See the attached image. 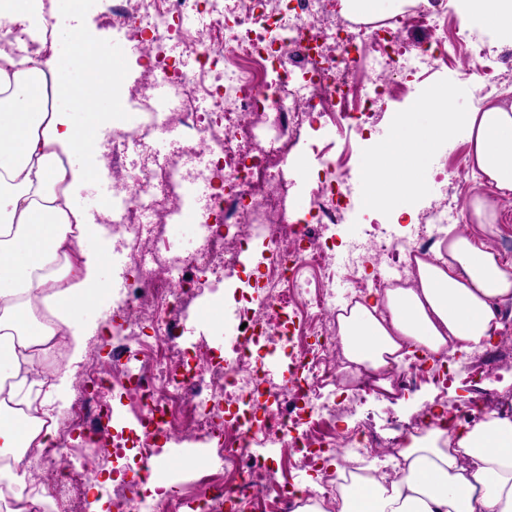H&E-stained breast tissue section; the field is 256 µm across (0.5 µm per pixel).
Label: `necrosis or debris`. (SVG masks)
I'll use <instances>...</instances> for the list:
<instances>
[{"instance_id":"1","label":"necrosis or debris","mask_w":512,"mask_h":512,"mask_svg":"<svg viewBox=\"0 0 512 512\" xmlns=\"http://www.w3.org/2000/svg\"><path fill=\"white\" fill-rule=\"evenodd\" d=\"M338 0H120L112 23L143 36L135 80L112 82L120 108L138 124L113 129L105 149L112 194L101 222L125 252V285L112 294V333L126 355L87 365L70 410L44 447L19 444L24 487L0 483V512L32 500L29 512H76L87 497L111 498L114 512H296L307 499L335 500L341 480L329 467L372 462V449L398 447L359 428L337 429L346 409L376 391L369 371L341 373L334 283L350 300L418 277L417 259L464 206L439 198L402 237L372 222L352 243L350 266L337 272L334 241L318 225L344 219L357 195L347 161L319 150L307 178L309 208L297 217L288 202L297 147L312 130L363 133L385 98L414 74L464 57L483 73L492 48L468 30L449 32L445 15L422 7L367 26ZM407 25L427 27L425 44L402 42ZM168 88L165 108L151 102ZM205 101V111L195 102ZM176 133L169 152L158 135ZM208 191L196 214L198 242L188 254L171 248L169 226L186 207L188 182ZM151 214L144 234L141 217ZM238 281L240 298L225 307L232 333L221 351L182 339L186 304L201 279ZM283 351L288 373L271 376L266 358ZM177 440L214 448L216 459L198 490L148 492L149 464ZM296 469L320 471L317 487L280 480L271 448ZM135 449L125 463L126 449ZM113 458V485L103 462Z\"/></svg>"}]
</instances>
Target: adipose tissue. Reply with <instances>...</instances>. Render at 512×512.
Segmentation results:
<instances>
[{"label": "adipose tissue", "mask_w": 512, "mask_h": 512, "mask_svg": "<svg viewBox=\"0 0 512 512\" xmlns=\"http://www.w3.org/2000/svg\"><path fill=\"white\" fill-rule=\"evenodd\" d=\"M461 21L512 46V0H463ZM68 39L64 51L0 53V337L8 339L0 344V397L16 406L0 411L4 450L34 440L22 410L57 388L56 374L42 370L37 354L55 327L29 317L32 301L50 304L64 344L76 352L84 308L112 290L98 274L101 254L83 247L92 225L55 189L85 180L72 159L96 152L99 142L96 130L75 124L72 114L108 117L83 78L109 80L115 68L79 32ZM459 134L482 186L467 200V225L449 227L434 260H418L415 285L368 294L337 316L343 371L366 368L385 389L406 357L465 356L489 344L502 329V306L512 303V260L488 243L503 234L500 203L512 195V103L486 100L456 112L447 90H433L403 113L367 161L364 201L388 209L418 197L430 157ZM61 254L65 265L51 272ZM51 281L59 289L49 294ZM432 413L435 425L407 436L391 454L395 479L353 478L334 510L306 502L297 512H512V418L494 410L470 426L450 423L440 405Z\"/></svg>", "instance_id": "obj_1"}]
</instances>
